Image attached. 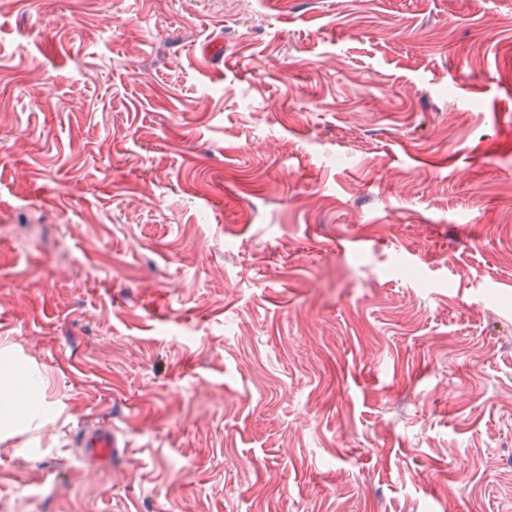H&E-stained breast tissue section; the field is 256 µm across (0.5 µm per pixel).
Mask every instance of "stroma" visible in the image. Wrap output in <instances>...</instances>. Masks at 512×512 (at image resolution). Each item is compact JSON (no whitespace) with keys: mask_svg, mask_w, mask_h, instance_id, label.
Segmentation results:
<instances>
[{"mask_svg":"<svg viewBox=\"0 0 512 512\" xmlns=\"http://www.w3.org/2000/svg\"><path fill=\"white\" fill-rule=\"evenodd\" d=\"M19 392L0 512H512V0H0ZM86 463L94 468L108 466L112 458L118 452V448H125L120 445L118 438L112 433V423L94 421L87 424L80 438Z\"/></svg>","mask_w":512,"mask_h":512,"instance_id":"stroma-1","label":"stroma"}]
</instances>
